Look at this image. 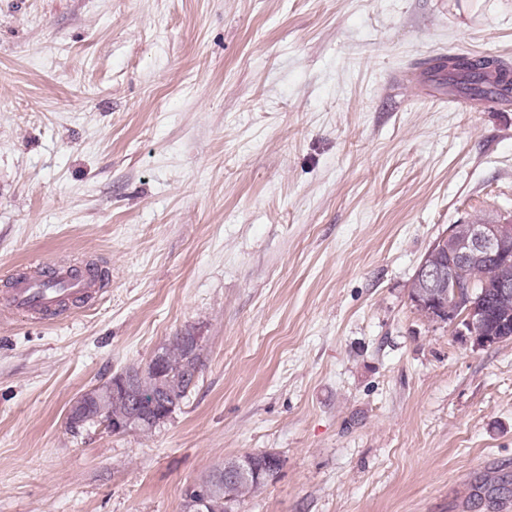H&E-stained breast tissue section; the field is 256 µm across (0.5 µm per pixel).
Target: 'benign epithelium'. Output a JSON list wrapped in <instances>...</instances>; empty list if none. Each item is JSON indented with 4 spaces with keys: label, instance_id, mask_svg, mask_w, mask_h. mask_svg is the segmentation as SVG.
I'll list each match as a JSON object with an SVG mask.
<instances>
[{
    "label": "benign epithelium",
    "instance_id": "obj_1",
    "mask_svg": "<svg viewBox=\"0 0 512 512\" xmlns=\"http://www.w3.org/2000/svg\"><path fill=\"white\" fill-rule=\"evenodd\" d=\"M512 243V223L471 224L465 235L459 237L455 229L439 236L431 245L436 250L450 253L446 269H432L420 263L417 269L421 291L414 297L413 304L423 310L438 305L440 299H448V324L459 328L463 335H470L477 347H491L501 343L499 336L481 333L486 320V306L472 298L471 288L462 287L463 269L475 262L497 259L504 254V248ZM112 394L131 401V410L124 419L101 420L112 434H125L135 430L137 424L146 419L144 406L147 402L137 393L132 373H120L112 378ZM93 391L79 395L70 405L66 424L77 427L85 423V413ZM255 454L246 453L224 464V474L245 475L249 472L259 476L255 468ZM224 499H216L212 483L204 479L188 486L183 495L182 512H220Z\"/></svg>",
    "mask_w": 512,
    "mask_h": 512
}]
</instances>
